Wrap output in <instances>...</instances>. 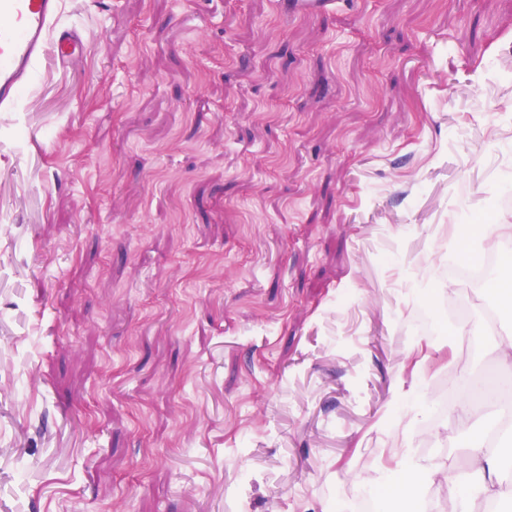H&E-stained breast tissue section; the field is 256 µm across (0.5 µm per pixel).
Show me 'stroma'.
<instances>
[{
  "label": "stroma",
  "instance_id": "35a3bbf8",
  "mask_svg": "<svg viewBox=\"0 0 512 512\" xmlns=\"http://www.w3.org/2000/svg\"><path fill=\"white\" fill-rule=\"evenodd\" d=\"M0 112V512H348L419 445L417 308L512 238V0H62ZM449 415L429 454L454 469ZM335 0H283L281 6L288 17H323L336 11ZM404 379L402 375L396 376V390L393 398L384 407L381 419L394 412L398 416L408 418L411 422L416 420V414L413 412L415 406L424 404L426 394L418 389H412L410 392L404 391Z\"/></svg>",
  "mask_w": 512,
  "mask_h": 512
}]
</instances>
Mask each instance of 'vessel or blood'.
Here are the masks:
<instances>
[{
    "mask_svg": "<svg viewBox=\"0 0 512 512\" xmlns=\"http://www.w3.org/2000/svg\"><path fill=\"white\" fill-rule=\"evenodd\" d=\"M288 16L322 17L335 12L336 0H282ZM61 0H0V112L14 108L34 83L46 57L60 64L87 49L77 30L60 29Z\"/></svg>",
    "mask_w": 512,
    "mask_h": 512,
    "instance_id": "1",
    "label": "vessel or blood"
}]
</instances>
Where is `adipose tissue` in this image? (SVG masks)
<instances>
[{"instance_id":"obj_1","label":"adipose tissue","mask_w":512,"mask_h":512,"mask_svg":"<svg viewBox=\"0 0 512 512\" xmlns=\"http://www.w3.org/2000/svg\"><path fill=\"white\" fill-rule=\"evenodd\" d=\"M470 465L477 475L476 483L464 486L463 502L481 499L497 501L502 495V480L512 468V448L489 444L485 427H476L468 439ZM447 466L417 457L412 449H405L396 469L380 468L376 485L386 487L398 512H416L415 503L420 491L429 485L451 481Z\"/></svg>"}]
</instances>
